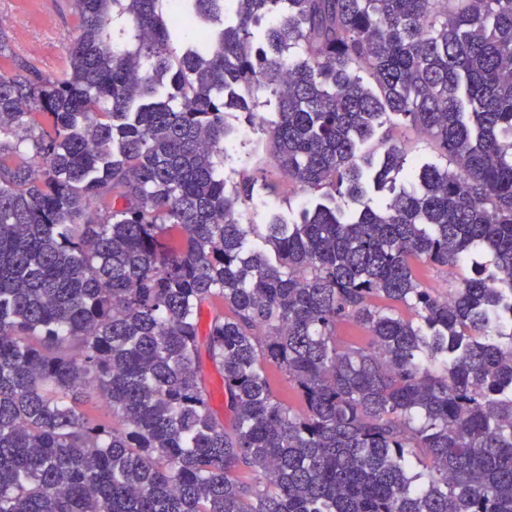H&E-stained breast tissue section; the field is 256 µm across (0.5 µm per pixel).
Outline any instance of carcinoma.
Wrapping results in <instances>:
<instances>
[{
  "label": "carcinoma",
  "instance_id": "1",
  "mask_svg": "<svg viewBox=\"0 0 512 512\" xmlns=\"http://www.w3.org/2000/svg\"><path fill=\"white\" fill-rule=\"evenodd\" d=\"M74 5L61 69L0 73V512H512V0ZM257 89L354 207L243 220ZM393 116L445 165L375 206Z\"/></svg>",
  "mask_w": 512,
  "mask_h": 512
}]
</instances>
